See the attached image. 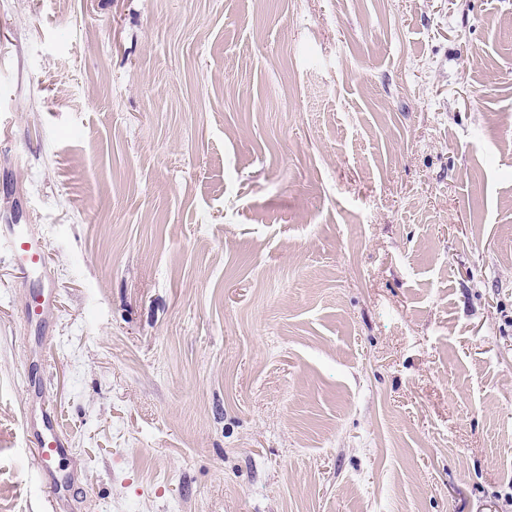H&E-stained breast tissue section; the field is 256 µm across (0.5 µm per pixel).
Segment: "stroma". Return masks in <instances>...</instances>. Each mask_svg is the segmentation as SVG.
Here are the masks:
<instances>
[{"mask_svg": "<svg viewBox=\"0 0 512 512\" xmlns=\"http://www.w3.org/2000/svg\"><path fill=\"white\" fill-rule=\"evenodd\" d=\"M1 118L0 512H512V0H0ZM2 247L9 251L11 267L24 281L38 282V289L32 291L29 299L28 318L47 319L56 309L57 300L51 286L45 245L28 230V224H1L0 249ZM24 434L40 465L42 487L53 505L68 491V485L61 481L59 474L60 464L70 459L72 448L61 432L56 412L45 403L25 413Z\"/></svg>", "mask_w": 512, "mask_h": 512, "instance_id": "35a3bbf8", "label": "stroma"}]
</instances>
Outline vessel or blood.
Wrapping results in <instances>:
<instances>
[{"instance_id": "vessel-or-blood-1", "label": "vessel or blood", "mask_w": 512, "mask_h": 512, "mask_svg": "<svg viewBox=\"0 0 512 512\" xmlns=\"http://www.w3.org/2000/svg\"><path fill=\"white\" fill-rule=\"evenodd\" d=\"M10 254L12 269L24 280H36L27 315L32 319H47L56 308V293L51 286V273L47 266L45 246L40 238L24 224L0 225V248ZM24 434L42 474V487L50 503L65 497L68 487L59 477L61 462L69 460L72 450L62 434L57 414L51 406L42 404L29 409L24 415Z\"/></svg>"}]
</instances>
